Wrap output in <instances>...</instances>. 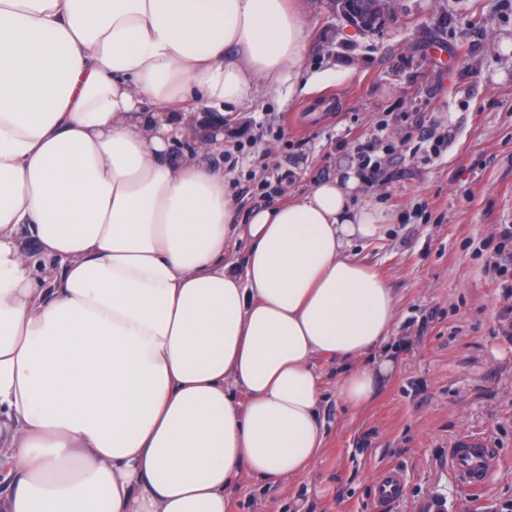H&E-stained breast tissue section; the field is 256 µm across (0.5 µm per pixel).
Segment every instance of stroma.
I'll return each instance as SVG.
<instances>
[{"instance_id": "obj_1", "label": "stroma", "mask_w": 512, "mask_h": 512, "mask_svg": "<svg viewBox=\"0 0 512 512\" xmlns=\"http://www.w3.org/2000/svg\"><path fill=\"white\" fill-rule=\"evenodd\" d=\"M304 60L319 84L280 108L274 94L225 119L212 161L243 210L312 189L350 163V145L386 124L394 151L363 201L395 214L383 236L352 247L389 282L398 308L396 369L357 413L336 398L335 362L319 357L323 451L277 484L241 473L231 512H378L377 474L407 476L389 512H512V268L495 251L512 225V0H396L372 29L331 0H299ZM420 123L448 136L439 155L406 139ZM486 432L501 467L471 497L448 466L463 430Z\"/></svg>"}]
</instances>
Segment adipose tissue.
<instances>
[{
    "instance_id": "obj_1",
    "label": "adipose tissue",
    "mask_w": 512,
    "mask_h": 512,
    "mask_svg": "<svg viewBox=\"0 0 512 512\" xmlns=\"http://www.w3.org/2000/svg\"><path fill=\"white\" fill-rule=\"evenodd\" d=\"M306 37L295 0H0V512H230L318 460L314 357L353 413L393 371L356 168L240 219L214 143L169 151Z\"/></svg>"
}]
</instances>
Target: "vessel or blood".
I'll return each mask as SVG.
<instances>
[{"label": "vessel or blood", "instance_id": "b4317fda", "mask_svg": "<svg viewBox=\"0 0 512 512\" xmlns=\"http://www.w3.org/2000/svg\"><path fill=\"white\" fill-rule=\"evenodd\" d=\"M500 451L484 433L462 432L448 450V466L457 483L470 493L483 491L492 481L499 464ZM406 484L405 473L398 468L385 469L375 483L379 507H387L400 497Z\"/></svg>", "mask_w": 512, "mask_h": 512}]
</instances>
